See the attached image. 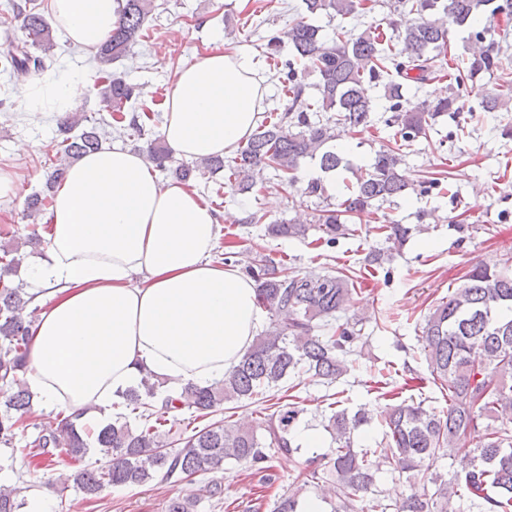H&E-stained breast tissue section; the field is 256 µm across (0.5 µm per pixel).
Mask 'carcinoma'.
Instances as JSON below:
<instances>
[{
    "instance_id": "1",
    "label": "carcinoma",
    "mask_w": 512,
    "mask_h": 512,
    "mask_svg": "<svg viewBox=\"0 0 512 512\" xmlns=\"http://www.w3.org/2000/svg\"><path fill=\"white\" fill-rule=\"evenodd\" d=\"M419 20L405 26L395 39L384 38L380 28L364 22L371 12L368 0H304L310 17L325 14L356 21L360 30L336 27L327 39L321 28L302 18L284 33L292 58L284 62V96L280 107L264 111L253 133L239 146L231 164L211 156L184 164L146 121L159 124L161 114L126 117L125 105L136 89L112 72V63L144 38V24L156 9V0H125L114 29L97 46L94 61L99 77L97 89L111 120L82 118L70 112L60 118L63 138L56 144L57 163L47 180V193L34 192L25 199L22 218L35 221L52 201V192L65 179L70 165L94 152L108 140L106 128L118 123V134L139 139L150 137L147 157L161 170H170L182 181L194 174L214 176L229 169L230 184L249 192L264 181V172L295 181L306 159L319 161L325 173L349 168V162L332 142L341 131L364 129L372 122L374 102L365 84L383 89L392 115L386 124L399 128L401 140L411 143L426 134L439 118L462 112L456 90L464 81L493 75L500 68V44L512 36L505 27L492 34L488 22L512 16V0H403ZM12 15L3 16L8 49L0 65L21 79L45 67L53 54L55 39L46 17L33 8L11 3ZM471 31L480 43L466 58L449 52L450 28ZM37 49L36 55L31 49ZM316 75L313 98L299 78L297 67ZM448 78V96L426 101L422 107L404 108L403 91L433 77ZM512 100V81H505L482 101V111L494 112ZM82 127L80 133L75 128ZM401 148L380 150L367 168H359L355 182L336 209H323L310 224L269 221L256 210L244 223L264 225L270 238L304 239L310 228L321 233L328 246L359 231L352 221L367 214L376 203L402 196L410 183L400 172ZM386 248L370 252L366 261L380 266L399 253L409 237L422 231L394 219L378 227ZM15 245L0 248V447L10 456L38 457L51 465L53 456L64 453L81 462L90 447L112 456V467L89 466L59 476L91 501L113 486L142 485L153 480L192 487L196 477L224 471V464L263 472L268 448L292 453L290 431L300 409L286 403L270 413L259 411L258 419L241 425L226 417L211 421L188 435L178 428V419H167L171 409H189L201 417L224 412L226 406L243 401L264 402L281 383L301 372L311 373L331 385L350 370L349 357L358 340L355 324L339 320L355 305L356 281L347 271L337 274L303 273L267 256H255L245 271L255 279L259 306L269 314V325L255 337L239 364L210 384L189 383L179 395L156 406L151 398L167 380L146 372L141 386L129 390L123 407L138 416L131 427L123 413L93 431L77 424L78 416L57 418L39 430L29 446L18 447L19 436L31 427L38 396L21 379L27 369V338L35 322L28 310L33 294L23 281L12 277L21 268L20 246L39 244L36 233L17 237ZM418 341L432 383L448 402L445 411H435L423 400L402 399L392 392L381 414L385 426L388 464L406 476L407 492L387 502L374 493L375 463L369 448H354V433L372 419L363 407L331 410L326 428L336 447L306 460L300 485L278 495L271 512H304L301 497L305 487L326 483L336 500L332 512H453L457 500L468 499L480 512H512V258L496 267L479 263L464 275V283L438 299L418 327ZM501 422L493 427L492 421ZM455 447L459 457L452 479L435 471L440 453ZM222 481L212 479L198 488L169 498L166 512H198L202 499L222 500ZM25 499L20 489L0 484V512H22Z\"/></svg>"
}]
</instances>
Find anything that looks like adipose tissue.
Here are the masks:
<instances>
[{"label": "adipose tissue", "instance_id": "1", "mask_svg": "<svg viewBox=\"0 0 512 512\" xmlns=\"http://www.w3.org/2000/svg\"><path fill=\"white\" fill-rule=\"evenodd\" d=\"M124 0H50L55 25L90 48ZM254 57L215 50L182 68L161 134L176 156L233 152L255 127L268 87ZM76 77L28 83L30 113L72 111ZM44 258L28 280L46 295L28 345L27 383L49 410L90 428L111 418L142 369L179 383L222 378L265 312L239 265L212 261L220 221L187 185L161 181L142 154L105 147L78 159L56 191Z\"/></svg>", "mask_w": 512, "mask_h": 512}]
</instances>
